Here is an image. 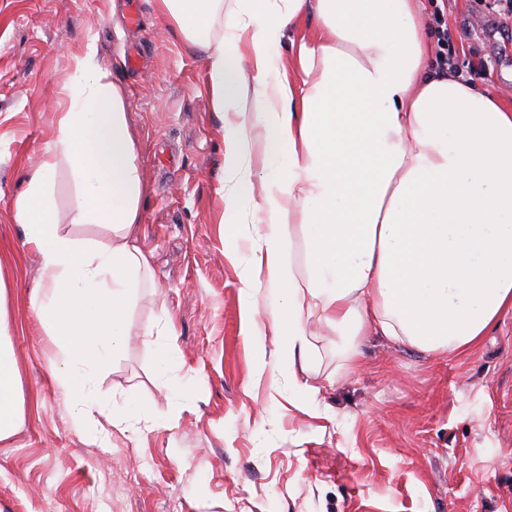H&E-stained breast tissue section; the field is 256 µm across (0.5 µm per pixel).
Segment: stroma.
I'll list each match as a JSON object with an SVG mask.
<instances>
[{
  "label": "stroma",
  "mask_w": 512,
  "mask_h": 512,
  "mask_svg": "<svg viewBox=\"0 0 512 512\" xmlns=\"http://www.w3.org/2000/svg\"><path fill=\"white\" fill-rule=\"evenodd\" d=\"M421 2L439 16L436 57L511 102L512 0ZM164 22L157 0H0V280L24 407L0 441V512H512V313L461 356L363 337L353 373L348 349L320 328L317 399L270 398L256 371L271 339L243 333L246 260L224 254L222 116L202 53ZM90 42L137 145L146 192L135 235L153 255L152 284L128 310L131 338L97 385L108 409L136 391L142 414L97 444L54 378L57 351L35 309L40 258L13 218ZM53 191L63 232L107 238L73 223L66 163ZM168 319L175 333L164 336ZM164 346L175 360L162 378Z\"/></svg>",
  "instance_id": "obj_1"
}]
</instances>
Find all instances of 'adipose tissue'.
Listing matches in <instances>:
<instances>
[{
    "mask_svg": "<svg viewBox=\"0 0 512 512\" xmlns=\"http://www.w3.org/2000/svg\"><path fill=\"white\" fill-rule=\"evenodd\" d=\"M223 0H159L201 49L224 122L225 251L247 249V330L265 326L260 362L274 390L316 396L312 324L376 332L423 353L465 354L512 311V106L487 87L428 65L418 0H238L218 40ZM319 21L285 67L276 47L307 14ZM62 93L54 148L17 196L14 217L41 258L42 326L57 378L91 440L140 416L136 394L103 411L97 377L130 336L128 305L151 257L134 235L145 185L135 141L94 45ZM67 162L82 197L63 233L52 184ZM259 180L251 217L240 190ZM305 273H298V266ZM0 285V441L24 416Z\"/></svg>",
    "mask_w": 512,
    "mask_h": 512,
    "instance_id": "adipose-tissue-1",
    "label": "adipose tissue"
}]
</instances>
